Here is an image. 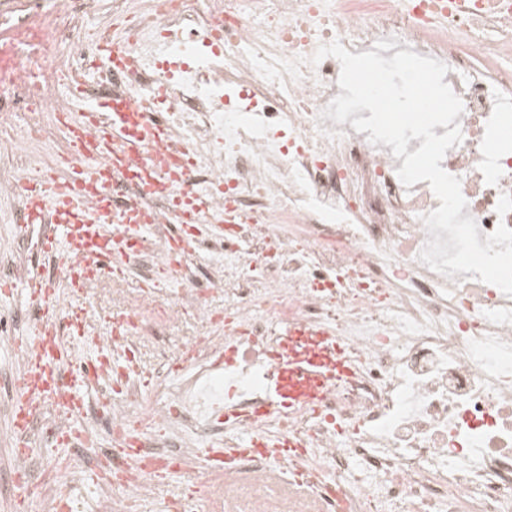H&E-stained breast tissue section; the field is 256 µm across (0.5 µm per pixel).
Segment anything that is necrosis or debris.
<instances>
[{
	"label": "necrosis or debris",
	"instance_id": "1",
	"mask_svg": "<svg viewBox=\"0 0 512 512\" xmlns=\"http://www.w3.org/2000/svg\"><path fill=\"white\" fill-rule=\"evenodd\" d=\"M381 39L447 65L463 141L442 166L460 178L479 236L512 229V0H0V188L18 208L26 184L75 161L64 125L84 98L107 105L90 142L129 103L163 127L162 158L184 161L191 202L223 206L226 225L184 238L167 197L140 195L129 177L109 182L113 206L156 216L137 247L138 293L108 342L121 356L80 360L89 312L78 329L57 327L86 401L76 418L58 400L34 401L27 449L12 428L0 432L15 512L28 492L51 512H79L90 482L92 512H145L172 462L189 481L164 512H196L199 500L232 499L237 474L263 477L274 456L318 512H512V297L418 261L431 238L421 218L440 202L428 182L404 187L391 146L322 116L341 93L336 58L281 85L246 57L307 60L335 40L359 54ZM116 45L126 49L117 67ZM177 245L212 257L206 277L188 265L165 277ZM245 245L269 275L263 291L239 260ZM228 276L237 291L224 317L206 295ZM178 318L199 321L198 336L170 345L165 369L147 375L136 332ZM274 323L331 329L350 374L316 410L259 420L276 378ZM228 403L230 424L217 417ZM270 425L303 453L263 446ZM243 433L253 445L235 474L208 464L203 438L231 448ZM41 449L57 453L46 470L32 463Z\"/></svg>",
	"mask_w": 512,
	"mask_h": 512
}]
</instances>
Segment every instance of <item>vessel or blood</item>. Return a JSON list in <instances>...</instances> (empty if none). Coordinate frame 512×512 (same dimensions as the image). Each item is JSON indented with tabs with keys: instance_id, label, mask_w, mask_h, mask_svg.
<instances>
[{
	"instance_id": "b4317fda",
	"label": "vessel or blood",
	"mask_w": 512,
	"mask_h": 512,
	"mask_svg": "<svg viewBox=\"0 0 512 512\" xmlns=\"http://www.w3.org/2000/svg\"><path fill=\"white\" fill-rule=\"evenodd\" d=\"M98 109V104H86L69 126L71 138L80 145L82 163L69 166L50 193H43L36 185L26 189V221L42 227L38 240L41 255L52 258L67 249L79 256L77 275L69 283L73 289L99 279L104 271L124 270L128 265V247L134 246L149 227L148 219L141 213L114 211L107 196L90 193L98 166L82 140L87 134V117ZM101 139L113 150L142 156L161 141L162 132L157 126L135 123L130 111L116 110ZM171 207L180 224L193 235L206 237L224 231L223 214L198 212L179 198L172 200ZM23 355L26 371L13 417V428L22 438L27 436L32 423L31 401L51 394L64 380L66 366L57 340L39 330L33 331L31 344ZM338 355L336 338L331 332H316L302 348L295 347L291 333H282L275 350L280 373L274 389L275 404L288 409L313 405Z\"/></svg>"
}]
</instances>
